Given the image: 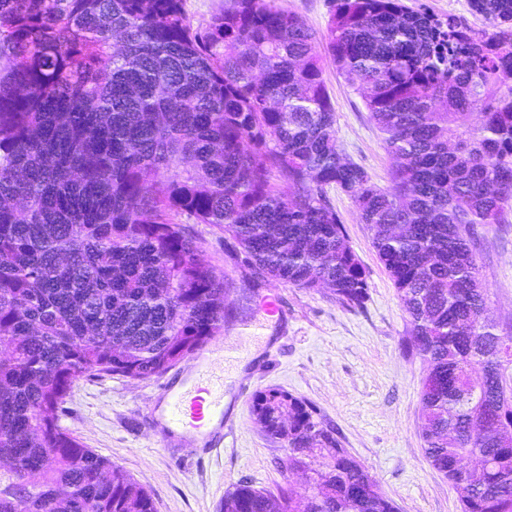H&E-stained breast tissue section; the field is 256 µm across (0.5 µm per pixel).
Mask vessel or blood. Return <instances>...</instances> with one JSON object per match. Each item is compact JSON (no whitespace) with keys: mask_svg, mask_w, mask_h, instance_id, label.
Instances as JSON below:
<instances>
[{"mask_svg":"<svg viewBox=\"0 0 512 512\" xmlns=\"http://www.w3.org/2000/svg\"><path fill=\"white\" fill-rule=\"evenodd\" d=\"M148 412L162 418L170 433L188 436L210 452L219 448L229 415L224 380L215 374L212 349L202 347L193 356L186 380L166 382Z\"/></svg>","mask_w":512,"mask_h":512,"instance_id":"1","label":"vessel or blood"}]
</instances>
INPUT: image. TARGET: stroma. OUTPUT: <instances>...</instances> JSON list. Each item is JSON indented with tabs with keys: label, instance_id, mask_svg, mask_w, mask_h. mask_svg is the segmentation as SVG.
<instances>
[{
	"label": "stroma",
	"instance_id": "1",
	"mask_svg": "<svg viewBox=\"0 0 512 512\" xmlns=\"http://www.w3.org/2000/svg\"><path fill=\"white\" fill-rule=\"evenodd\" d=\"M344 155L390 187L391 159L361 96L322 59ZM347 243L366 269L363 308L341 307L317 291L261 278L237 259L231 240L209 224H193L202 259L223 277L226 321L215 339L224 370V398L233 428L217 451L204 455L176 437L163 447L165 423L147 416L162 378L81 379L65 399L60 424L82 445L126 470L152 497L156 512H220L225 492L240 482L278 493L308 490L306 474L286 469L284 440L262 432L251 413L258 391H287L313 407L370 473L399 512H461L448 480L424 454L420 390L426 362L408 345L410 324L395 288L349 196L330 191ZM481 278L489 315L512 327V223L481 231Z\"/></svg>",
	"mask_w": 512,
	"mask_h": 512
}]
</instances>
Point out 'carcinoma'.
Here are the masks:
<instances>
[{
  "label": "carcinoma",
  "mask_w": 512,
  "mask_h": 512,
  "mask_svg": "<svg viewBox=\"0 0 512 512\" xmlns=\"http://www.w3.org/2000/svg\"><path fill=\"white\" fill-rule=\"evenodd\" d=\"M470 11L488 27L332 0L318 39L277 0H224L196 28L184 0H0V512H155L59 412L78 379L160 377L220 334L224 278L184 221L276 283L364 307L330 188L369 227L428 364V462L461 512H512V334L478 264L479 228L512 222V0ZM318 43L382 135L389 189L337 144ZM251 412L309 490L240 483L222 512H398L305 401L266 389Z\"/></svg>",
  "instance_id": "carcinoma-1"
}]
</instances>
